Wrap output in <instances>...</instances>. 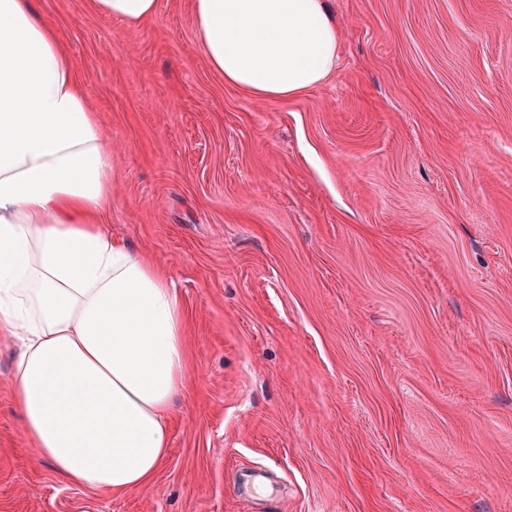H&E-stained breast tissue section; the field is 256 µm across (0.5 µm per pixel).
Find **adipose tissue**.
<instances>
[{
  "label": "adipose tissue",
  "instance_id": "1",
  "mask_svg": "<svg viewBox=\"0 0 512 512\" xmlns=\"http://www.w3.org/2000/svg\"><path fill=\"white\" fill-rule=\"evenodd\" d=\"M128 26L157 0H89ZM225 83L289 98L335 69L326 0H193ZM110 147L74 58L37 0H0V334L20 340L12 402L38 459L67 483L125 495L170 450L190 346L168 273L106 228Z\"/></svg>",
  "mask_w": 512,
  "mask_h": 512
}]
</instances>
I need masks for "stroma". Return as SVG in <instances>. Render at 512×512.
Here are the masks:
<instances>
[{"label": "stroma", "instance_id": "obj_1", "mask_svg": "<svg viewBox=\"0 0 512 512\" xmlns=\"http://www.w3.org/2000/svg\"><path fill=\"white\" fill-rule=\"evenodd\" d=\"M335 72L225 85L192 0H38L112 152L109 231L192 338L170 453L123 496L33 458L0 335V512H512V0H327ZM89 5L99 17L127 26H142L157 14V0H89Z\"/></svg>", "mask_w": 512, "mask_h": 512}]
</instances>
